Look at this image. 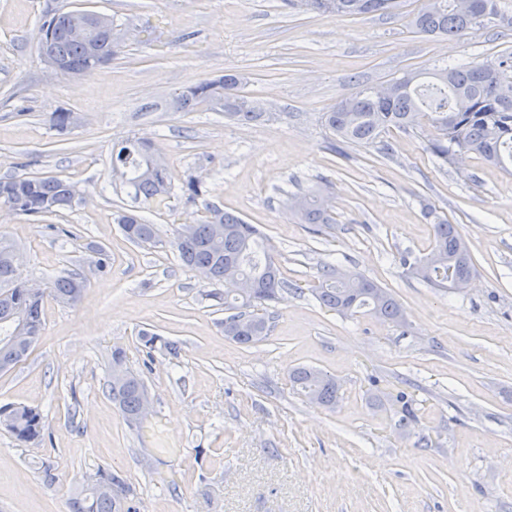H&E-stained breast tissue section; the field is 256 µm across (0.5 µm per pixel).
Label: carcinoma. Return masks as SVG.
I'll return each mask as SVG.
<instances>
[{
	"label": "carcinoma",
	"mask_w": 512,
	"mask_h": 512,
	"mask_svg": "<svg viewBox=\"0 0 512 512\" xmlns=\"http://www.w3.org/2000/svg\"><path fill=\"white\" fill-rule=\"evenodd\" d=\"M292 8L323 17L361 16L368 14L398 15L405 0H287ZM459 0H421L412 13L411 26L425 37L454 38L479 30L496 21L512 25L504 16L500 0H479L482 8L466 14ZM82 10L57 12L40 25L39 49L46 50L71 70L92 74L122 52L123 44L133 36L127 22L106 19L112 36L102 34L92 43L71 37L66 22ZM430 76L434 94L427 93L419 82L421 74L407 73L393 80L400 88L386 96L374 88H361L341 98L324 113L326 126L338 136L340 145L334 152L345 155L342 145L366 147L381 133L396 128L431 132L429 149L441 165L455 164L470 154L485 162L508 169L512 162V53L495 60L469 62L433 69ZM242 80L226 74L200 81L175 94L171 107L176 112H192L204 106L224 118L242 124L261 123L271 112L254 98L241 94ZM112 173L133 190L134 197L146 201L169 198L172 190L167 164L160 148L141 137L127 139L112 151ZM77 183L53 176H14L0 180V204L9 210L30 216L45 217L84 203L74 199ZM203 215L194 224L176 230L171 246L179 260L197 271L212 273L210 284L224 285V278L241 284L239 288L215 291L211 296L224 298V307L232 314L224 318V336L239 345L250 346L268 336L264 317L253 308L279 299L292 287L282 277L275 258L262 249L256 227L241 217L208 202L202 203ZM289 209L300 224L322 225L332 221L328 200L317 191L291 197ZM125 237L141 246L159 243L158 228L138 215L124 212L117 218ZM16 246L0 234V364L25 354H13V339L30 336L37 343L43 329V305L47 297L73 306L88 286L86 276L70 273L55 278L46 288L14 281ZM402 264L412 277L433 288L454 289L457 276L472 271L470 251L455 225L444 220L433 224V241L423 256L403 255ZM320 305L349 318L361 309L378 319L401 325L404 310L394 295L375 281L333 264L322 267L318 284L311 288ZM144 346L160 348L176 356L180 346L159 336H143ZM290 380L309 401L332 408L338 399L336 378L310 367L292 370ZM112 401L126 421L139 420L147 390L142 378L126 372L121 381H110ZM396 428L403 430L416 420L413 399L400 391L393 398ZM0 424L21 442L42 438L45 419L32 407L11 404L0 406ZM135 489L117 474L100 469L74 489L70 512H137Z\"/></svg>",
	"instance_id": "obj_1"
}]
</instances>
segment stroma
Here are the masks:
<instances>
[{
  "instance_id": "35a3bbf8",
  "label": "stroma",
  "mask_w": 512,
  "mask_h": 512,
  "mask_svg": "<svg viewBox=\"0 0 512 512\" xmlns=\"http://www.w3.org/2000/svg\"><path fill=\"white\" fill-rule=\"evenodd\" d=\"M399 18H323L286 0H0V178L55 175L86 193L80 207L36 222L10 215L0 233L18 248L20 280L37 286L111 264L80 301L44 304L28 357L0 374V405L39 409L42 441L0 426V512H68L73 489L98 469L123 476L138 512H512V176L472 157L439 165L429 134L391 129L377 146L331 149L323 114L342 97L408 71L512 52V27L426 38ZM117 15L146 32L93 74L52 73L37 48L55 11ZM238 73L242 94L273 109L240 125L205 109L175 112V92ZM72 112L61 134L46 120ZM155 140L175 188L162 203L134 200L112 176V150ZM259 229L292 290L251 346L224 336L227 312L184 267L170 242L200 216L182 184ZM328 191L332 224L289 219L287 195ZM434 216H427V209ZM135 210L160 242H130L114 217ZM455 224L473 263L469 288L446 292L411 277L401 255L428 252L433 219ZM331 263L389 289L405 310L396 326L345 318L310 292ZM150 333L179 341L147 352ZM144 381L151 409L128 423L109 394L112 353ZM334 376V409L309 402L289 374ZM406 392L418 423L399 434L387 407ZM61 480L43 482L44 465Z\"/></svg>"
}]
</instances>
